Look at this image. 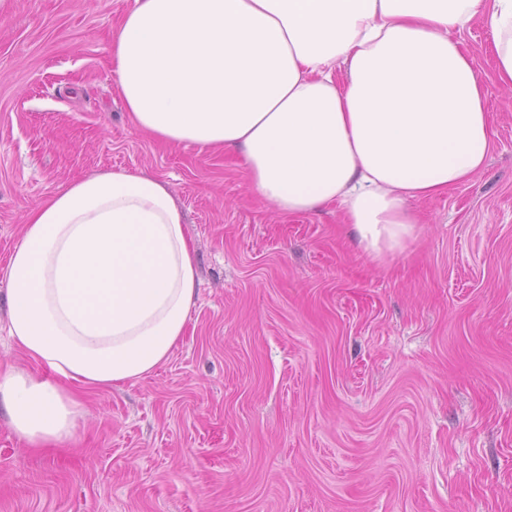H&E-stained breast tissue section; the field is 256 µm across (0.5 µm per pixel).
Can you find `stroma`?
I'll list each match as a JSON object with an SVG mask.
<instances>
[{
  "instance_id": "stroma-1",
  "label": "stroma",
  "mask_w": 512,
  "mask_h": 512,
  "mask_svg": "<svg viewBox=\"0 0 512 512\" xmlns=\"http://www.w3.org/2000/svg\"><path fill=\"white\" fill-rule=\"evenodd\" d=\"M131 2L0 0V267L60 186L140 170L185 213L198 299L163 366L88 393L73 449L0 415V512H512V88L489 30L461 38L495 148L377 262L335 208L280 214L232 152L133 127L110 59Z\"/></svg>"
}]
</instances>
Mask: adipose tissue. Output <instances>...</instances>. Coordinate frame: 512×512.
Instances as JSON below:
<instances>
[{"label": "adipose tissue", "mask_w": 512, "mask_h": 512, "mask_svg": "<svg viewBox=\"0 0 512 512\" xmlns=\"http://www.w3.org/2000/svg\"><path fill=\"white\" fill-rule=\"evenodd\" d=\"M475 22L511 88L512 0H134L112 76L139 131L237 151L254 195L284 215L336 207L380 261L414 239L413 200L471 181L494 148L459 38ZM0 280L31 364L0 368V411L30 448L75 436L82 395L166 363L197 297L182 210L164 181L127 169L29 211Z\"/></svg>", "instance_id": "1"}]
</instances>
